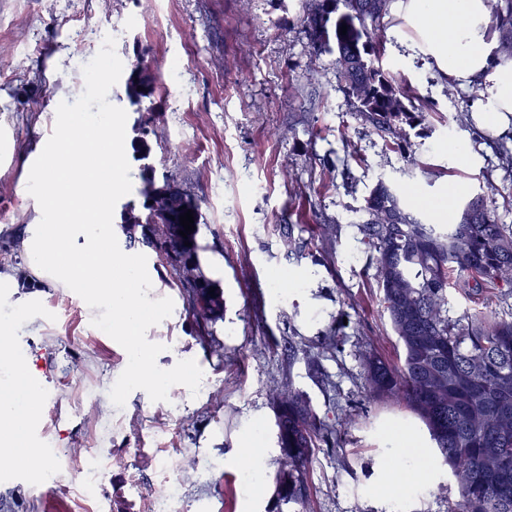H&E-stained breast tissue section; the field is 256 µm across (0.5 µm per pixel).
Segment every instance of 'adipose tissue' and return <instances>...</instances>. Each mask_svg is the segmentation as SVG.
<instances>
[{
    "instance_id": "1",
    "label": "adipose tissue",
    "mask_w": 512,
    "mask_h": 512,
    "mask_svg": "<svg viewBox=\"0 0 512 512\" xmlns=\"http://www.w3.org/2000/svg\"><path fill=\"white\" fill-rule=\"evenodd\" d=\"M408 17L421 21L428 55L451 82L476 85L484 98L485 125L512 128V64H501L494 42L485 38V0H407ZM16 281L0 273V459L24 451L35 399L34 383L8 340L12 323L30 310L28 295H13Z\"/></svg>"
}]
</instances>
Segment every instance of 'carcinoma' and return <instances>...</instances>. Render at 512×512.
I'll return each mask as SVG.
<instances>
[{"instance_id":"carcinoma-1","label":"carcinoma","mask_w":512,"mask_h":512,"mask_svg":"<svg viewBox=\"0 0 512 512\" xmlns=\"http://www.w3.org/2000/svg\"><path fill=\"white\" fill-rule=\"evenodd\" d=\"M393 0H302V22L309 48L336 55L343 91L364 124L383 137L422 113L420 98L379 65L384 19ZM487 37L495 53L512 61V0H487ZM347 25V33L340 27ZM159 79L145 53L136 52L124 82L129 106L141 113L133 127L140 183L155 177L149 136L154 133L152 102ZM143 90H137V87ZM193 211L194 247L187 250L183 226L154 222L161 210ZM397 189L380 180L363 206L361 242L375 260L377 288L401 349L399 362L380 355L365 363L370 392L400 404L426 427L433 448L448 465L458 498L448 512H512V318L493 312L453 315L450 287L455 281L474 292L512 287V225L502 224L483 195L465 201L446 224H427ZM200 199L178 182L158 184L156 205L140 196L122 205L115 223L126 241L142 245L169 265L182 288L186 309L201 334L211 336L224 320V292L201 268L198 242ZM192 264L195 279L182 278L180 265ZM214 294H209L210 288ZM277 443L290 469L276 477L285 504L302 505L308 494L306 472L319 443L334 429L316 420L309 406L288 393L276 416Z\"/></svg>"}]
</instances>
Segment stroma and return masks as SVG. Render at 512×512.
Listing matches in <instances>:
<instances>
[{
    "instance_id": "stroma-1",
    "label": "stroma",
    "mask_w": 512,
    "mask_h": 512,
    "mask_svg": "<svg viewBox=\"0 0 512 512\" xmlns=\"http://www.w3.org/2000/svg\"><path fill=\"white\" fill-rule=\"evenodd\" d=\"M301 15L300 0H0V273L13 271L10 242L41 220L23 187L58 105L84 90L73 59L94 58L110 35L122 63L146 50L162 80L153 161L201 197L199 240L221 260L211 278L225 302L215 336L201 335L169 266L147 253L153 291L174 303L147 332L164 347L157 365L192 359L203 378L198 394L175 385L154 402L137 389L119 408L109 393L126 351L75 292L26 284L38 303L10 341L37 386L29 445L43 454L37 467L0 462V497L14 512H154L164 487L170 512H281L276 411L288 388L336 429L334 446L317 448L308 466L303 512H448L457 497L433 455L401 489L389 480L392 449L431 442L408 409L369 393L365 358L397 361L399 346L357 223L383 180L452 212L486 194L512 225V178L495 168L492 136L456 120L479 89L443 81L401 12L384 32L381 64L428 108L401 154L352 111L334 55L309 53ZM463 144L466 162L455 157ZM331 329L338 343L326 349L319 339ZM249 430L264 456L250 489L240 457ZM93 456L108 462L94 499L84 486ZM170 456L177 466L162 468Z\"/></svg>"
}]
</instances>
